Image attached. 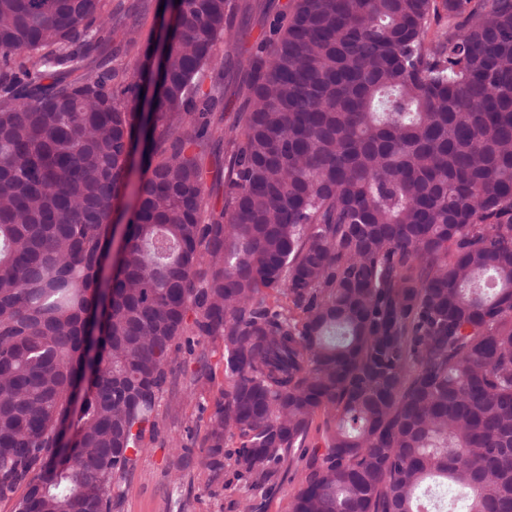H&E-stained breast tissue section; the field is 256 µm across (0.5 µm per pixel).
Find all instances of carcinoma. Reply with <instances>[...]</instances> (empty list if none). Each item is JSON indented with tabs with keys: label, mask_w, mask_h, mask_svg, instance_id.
<instances>
[{
	"label": "carcinoma",
	"mask_w": 512,
	"mask_h": 512,
	"mask_svg": "<svg viewBox=\"0 0 512 512\" xmlns=\"http://www.w3.org/2000/svg\"><path fill=\"white\" fill-rule=\"evenodd\" d=\"M169 8L151 90L142 8L0 0V499L115 512L179 341L208 339L227 388L176 467L270 489L322 413L291 512H435L430 479L512 512V0H291L229 124L198 76L225 77L231 0Z\"/></svg>",
	"instance_id": "1"
}]
</instances>
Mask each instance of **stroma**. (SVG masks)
I'll return each instance as SVG.
<instances>
[{"mask_svg": "<svg viewBox=\"0 0 512 512\" xmlns=\"http://www.w3.org/2000/svg\"><path fill=\"white\" fill-rule=\"evenodd\" d=\"M289 2L235 0L238 7L251 10L250 35L242 44L216 47L231 64L228 82L244 78L239 57L249 55L260 40L267 16ZM204 362L211 368V378L194 382L193 374ZM226 386L223 350L218 342L205 341L196 345L194 353H178L170 365L168 392L158 409L157 431L146 437L138 462L126 478L118 512H291L301 475L313 454L311 445L318 442L324 429L323 417H316L312 424L310 447L297 452L287 473L270 490L255 488L238 478L230 465L217 477L194 462L183 469L172 467L183 447L199 445L210 411Z\"/></svg>", "mask_w": 512, "mask_h": 512, "instance_id": "stroma-1", "label": "stroma"}]
</instances>
